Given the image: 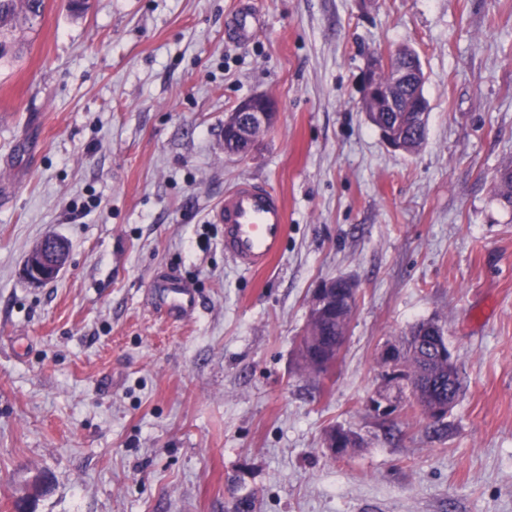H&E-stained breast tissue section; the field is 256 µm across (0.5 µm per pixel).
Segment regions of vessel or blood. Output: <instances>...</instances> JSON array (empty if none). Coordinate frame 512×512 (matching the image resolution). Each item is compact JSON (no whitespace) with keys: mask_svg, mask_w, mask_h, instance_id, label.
<instances>
[{"mask_svg":"<svg viewBox=\"0 0 512 512\" xmlns=\"http://www.w3.org/2000/svg\"><path fill=\"white\" fill-rule=\"evenodd\" d=\"M256 18L247 9L235 17L231 34L241 43L253 39ZM224 227V254L238 268L261 271L283 252L288 232V216L281 195L266 182L238 181L224 194L214 214ZM155 301L165 313L180 317L193 311L197 300L184 280L173 273L157 275L151 282Z\"/></svg>","mask_w":512,"mask_h":512,"instance_id":"1","label":"vessel or blood"}]
</instances>
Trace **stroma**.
<instances>
[{
  "label": "stroma",
  "mask_w": 512,
  "mask_h": 512,
  "mask_svg": "<svg viewBox=\"0 0 512 512\" xmlns=\"http://www.w3.org/2000/svg\"><path fill=\"white\" fill-rule=\"evenodd\" d=\"M45 0L0 66V512H512V0ZM413 49L428 131L392 149L361 108L370 54ZM277 118L243 158L224 119ZM282 196L265 271L237 269L211 215L244 178ZM69 245L39 286L24 260ZM200 297L173 319L149 285ZM358 284L324 376L297 365L316 285ZM443 325L463 394L434 429L371 411L382 352ZM335 427L359 435L344 456ZM256 26L254 14L248 9H243L232 23L231 34L236 41L246 43L253 39ZM276 115L275 102L266 95H256L241 101L234 112H231L224 123L226 132L245 145L239 151H227L239 157H245L251 150L252 141L247 139L256 128L264 130L268 128ZM494 195L504 208L512 209V160L503 162L497 169ZM66 261V243L57 236L49 235L30 251L23 273L31 283L40 285L55 279Z\"/></svg>",
  "instance_id": "35a3bbf8"
}]
</instances>
